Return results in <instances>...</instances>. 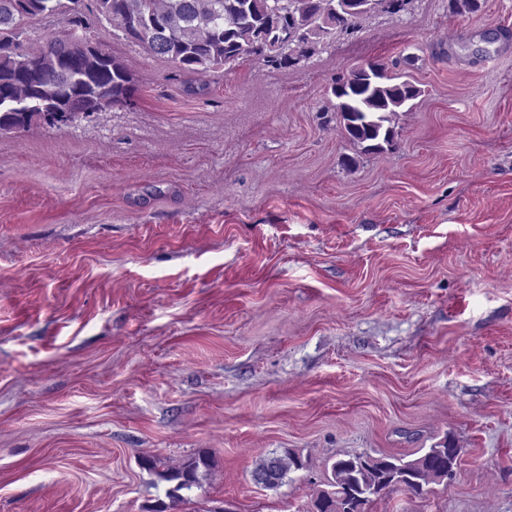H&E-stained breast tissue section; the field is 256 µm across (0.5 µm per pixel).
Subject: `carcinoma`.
Listing matches in <instances>:
<instances>
[{
    "instance_id": "carcinoma-1",
    "label": "carcinoma",
    "mask_w": 512,
    "mask_h": 512,
    "mask_svg": "<svg viewBox=\"0 0 512 512\" xmlns=\"http://www.w3.org/2000/svg\"><path fill=\"white\" fill-rule=\"evenodd\" d=\"M100 20L106 22L149 53L173 61L179 71L202 74L224 65H241L254 59L267 66H291L280 50L268 54L270 44L288 43L307 48L312 56L336 34L354 30L359 18L338 7V0H93ZM411 0H369L370 13L396 15ZM60 16L65 30L41 46L20 50L30 20ZM148 32L138 38L133 29ZM80 12L63 0H0V135L27 130L33 125H55L56 110L71 109L70 122L112 106L133 92L132 78L111 54L87 34ZM333 110L349 139L364 152H381L392 144L395 120L416 99L420 90L410 81L396 80L384 64L370 62L336 79L331 88ZM460 450L438 444L420 456L346 455L336 459L323 488L316 490L314 512H367L373 500L399 486L419 496L427 487L448 478L458 467ZM143 465L167 483L165 496L185 502L183 492L199 484L200 469L210 467V457L199 453L181 466L168 468L154 458ZM305 463L291 450L273 452L256 464L253 481L269 490L286 483Z\"/></svg>"
}]
</instances>
